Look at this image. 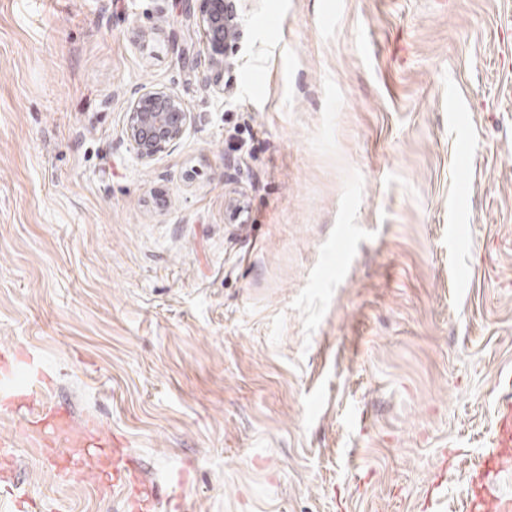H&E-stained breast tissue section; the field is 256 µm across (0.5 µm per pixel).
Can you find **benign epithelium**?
<instances>
[{
    "label": "benign epithelium",
    "mask_w": 512,
    "mask_h": 512,
    "mask_svg": "<svg viewBox=\"0 0 512 512\" xmlns=\"http://www.w3.org/2000/svg\"><path fill=\"white\" fill-rule=\"evenodd\" d=\"M201 25L211 67L219 76L231 65L230 55L240 38L232 0H202ZM200 120L201 114L188 111L177 93L141 86L133 91L125 112L124 138L137 159L149 164L174 151L188 126Z\"/></svg>",
    "instance_id": "7a95c632"
}]
</instances>
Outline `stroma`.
<instances>
[{
    "label": "stroma",
    "mask_w": 512,
    "mask_h": 512,
    "mask_svg": "<svg viewBox=\"0 0 512 512\" xmlns=\"http://www.w3.org/2000/svg\"><path fill=\"white\" fill-rule=\"evenodd\" d=\"M235 6L218 99L200 0H0V359L35 396L0 512L131 496L52 472L45 407L149 512H466L512 394V0ZM140 85L203 116L148 165Z\"/></svg>",
    "instance_id": "1"
}]
</instances>
